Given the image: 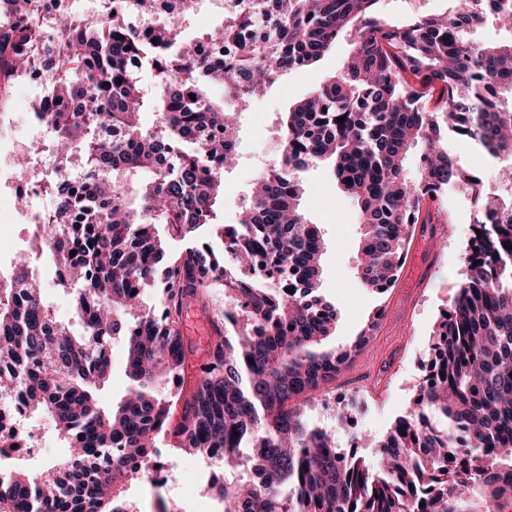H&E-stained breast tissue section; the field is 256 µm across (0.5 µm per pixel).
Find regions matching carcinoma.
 <instances>
[{"instance_id":"cac0c4a2","label":"carcinoma","mask_w":512,"mask_h":512,"mask_svg":"<svg viewBox=\"0 0 512 512\" xmlns=\"http://www.w3.org/2000/svg\"><path fill=\"white\" fill-rule=\"evenodd\" d=\"M33 2L0 0V19L13 21L0 40V99L13 74L45 59L56 169L45 192L55 208L0 280V402L17 397L51 417L70 458L38 482L14 469L0 512H129L128 480L178 407L175 447L224 455V512H512V479L502 478L512 471V249L503 246L512 243V0H453L446 15L404 22L382 17L380 0H224V22L192 39L183 23L195 0H105L90 22L54 15L50 41L33 24ZM489 16L511 37L470 38ZM345 31L349 61L280 116L275 164L238 221L217 223L238 112ZM215 85L225 100L210 96ZM147 109L157 112L150 127L140 121ZM444 132L499 161L501 189L473 200L482 235L467 243L465 281L438 322L414 407L375 443L369 466L336 446L334 431L311 426L305 408L368 345L383 311L352 345L319 348L337 317L318 294L324 241L305 184L284 172L331 167L360 207V279L382 292L422 198L436 202L422 223L450 224L442 193L475 177ZM416 148L410 183L404 162ZM161 224L191 244L168 255ZM215 238L231 263L216 258ZM42 261L61 270L78 329L44 301ZM215 285L229 306L209 363L189 395L162 398L156 388L188 360L181 311ZM148 288L162 289L161 309L143 304ZM239 304L250 307L243 329ZM114 336L125 337L134 388L104 410L95 391L110 375Z\"/></svg>"}]
</instances>
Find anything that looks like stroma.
<instances>
[{
    "label": "stroma",
    "mask_w": 512,
    "mask_h": 512,
    "mask_svg": "<svg viewBox=\"0 0 512 512\" xmlns=\"http://www.w3.org/2000/svg\"><path fill=\"white\" fill-rule=\"evenodd\" d=\"M353 41L351 34H344L319 62L288 71L253 101L248 112L242 113L239 163L224 176V223L237 222L252 181L276 161L279 113L338 73L353 51ZM300 177L311 201L309 216L320 224L325 239L319 293L338 311L331 334L323 342L324 350L354 343L364 330H369L374 312L380 308L385 311L364 349L365 354L377 357V364L367 371L349 363L320 390L324 397L359 399L360 406L354 409L349 425H342L334 414L319 416L312 405L306 415L314 425L333 429L342 447H358L371 464L376 459L374 439L383 437L395 420L408 414L425 379L433 332L465 278L463 251L471 236L475 208L464 191L443 195L442 203L452 211L454 222L436 238L437 258L427 281L404 282L377 293L365 288L357 271L361 226L356 200L341 191L326 167H309ZM110 359V377L96 392L100 405L107 409L132 386L126 375L123 338L113 339ZM355 431L364 436V444H353L351 434ZM157 448L160 457L176 467L180 476L177 486L134 479L126 486V497L137 512H197L201 485L208 482L210 471L199 470L193 456L177 452L168 433L159 435Z\"/></svg>",
    "instance_id": "1"
}]
</instances>
